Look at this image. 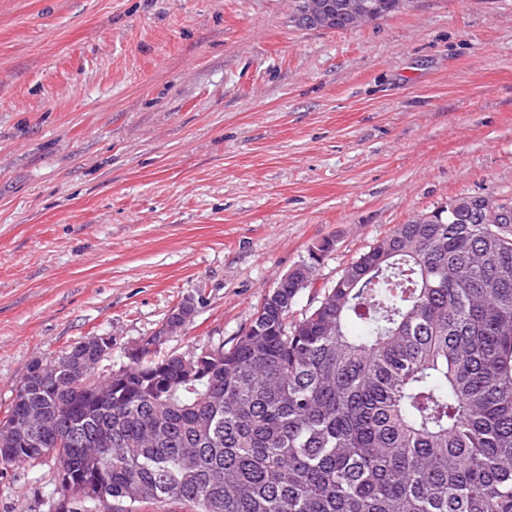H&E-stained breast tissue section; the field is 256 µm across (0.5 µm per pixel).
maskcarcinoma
Wrapping results in <instances>:
<instances>
[{
  "label": "carcinoma",
  "mask_w": 512,
  "mask_h": 512,
  "mask_svg": "<svg viewBox=\"0 0 512 512\" xmlns=\"http://www.w3.org/2000/svg\"><path fill=\"white\" fill-rule=\"evenodd\" d=\"M328 28L361 25L325 0ZM364 22L406 0H361ZM512 198L472 194L397 225L301 318L279 280L244 334L189 375V357L135 359L76 393L46 369L26 400L71 481L56 512L180 503L190 512H512ZM103 427L112 445L88 462Z\"/></svg>",
  "instance_id": "1"
}]
</instances>
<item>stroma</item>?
Segmentation results:
<instances>
[{"instance_id": "1", "label": "stroma", "mask_w": 512, "mask_h": 512, "mask_svg": "<svg viewBox=\"0 0 512 512\" xmlns=\"http://www.w3.org/2000/svg\"><path fill=\"white\" fill-rule=\"evenodd\" d=\"M293 0H0V412L95 335L109 367L232 345L276 280L334 250L301 316L394 226L512 197V0H407L304 30ZM55 458L0 468L54 512ZM330 4L329 13L333 21L328 26L314 27V26H299L304 29L312 30L316 28L346 30L348 28L357 27L359 25L373 22L385 17H388L405 6L406 0H361L362 4L367 7L363 10L365 16L364 21H357L351 18L346 12L342 10V5H346L348 0H325ZM346 10L349 13L362 11L361 4L346 5ZM194 315V302L190 299L183 301L168 314L164 324H162L156 336H149L142 339L130 349L128 352L129 358L132 359L140 356L141 351L144 349H156L158 344L164 341L167 336L171 335L176 330L181 329L190 322Z\"/></svg>"}]
</instances>
